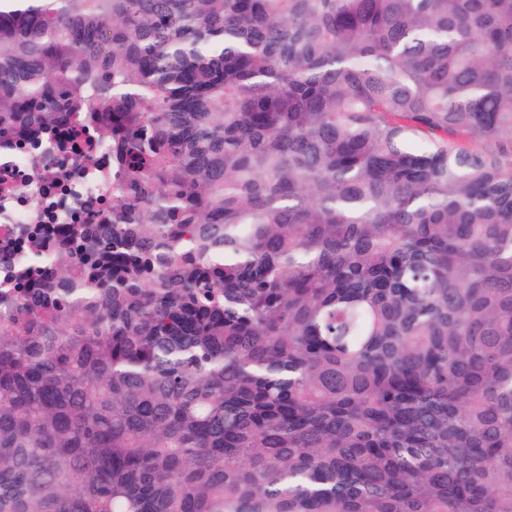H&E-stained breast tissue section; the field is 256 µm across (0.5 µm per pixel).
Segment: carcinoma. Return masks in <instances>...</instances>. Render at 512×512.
Here are the masks:
<instances>
[{
    "mask_svg": "<svg viewBox=\"0 0 512 512\" xmlns=\"http://www.w3.org/2000/svg\"><path fill=\"white\" fill-rule=\"evenodd\" d=\"M90 124L0 512H512V0H0V132Z\"/></svg>",
    "mask_w": 512,
    "mask_h": 512,
    "instance_id": "cac0c4a2",
    "label": "carcinoma"
}]
</instances>
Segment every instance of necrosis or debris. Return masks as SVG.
Returning <instances> with one entry per match:
<instances>
[{
  "mask_svg": "<svg viewBox=\"0 0 512 512\" xmlns=\"http://www.w3.org/2000/svg\"><path fill=\"white\" fill-rule=\"evenodd\" d=\"M97 136L56 133L39 142L0 135V247H17L22 229L38 224H84L89 216L112 209V157L105 147L87 149ZM41 168L55 180L33 181Z\"/></svg>",
  "mask_w": 512,
  "mask_h": 512,
  "instance_id": "4bbe7bcc",
  "label": "necrosis or debris"
}]
</instances>
